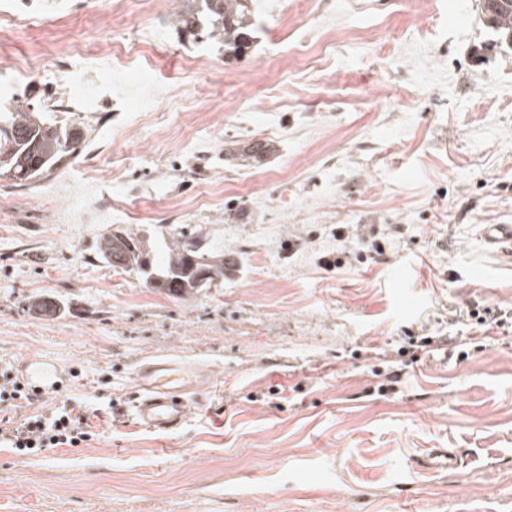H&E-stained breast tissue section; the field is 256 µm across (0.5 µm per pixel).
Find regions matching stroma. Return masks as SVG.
I'll list each match as a JSON object with an SVG mask.
<instances>
[{"mask_svg": "<svg viewBox=\"0 0 512 512\" xmlns=\"http://www.w3.org/2000/svg\"><path fill=\"white\" fill-rule=\"evenodd\" d=\"M70 3L72 42L144 54L176 90L139 119L135 84L54 113L81 152L29 187L0 178V366H65L43 410L82 403L96 434L0 447V512H512V329L477 339L468 318L512 305V256L484 239L512 224V48L477 61L493 34L476 0H254L242 56L176 33L181 0L152 19ZM98 9L121 24L87 27ZM56 35L47 16L0 34L29 70L0 68L1 106L44 107ZM252 139L274 146L261 165L225 155ZM158 225L202 229L233 267L176 299L101 260L110 228ZM412 327L447 353L377 395L366 351L395 358ZM160 357L215 381L170 435L132 419L135 369ZM448 448L463 465L427 468Z\"/></svg>", "mask_w": 512, "mask_h": 512, "instance_id": "1", "label": "stroma"}]
</instances>
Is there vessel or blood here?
I'll return each mask as SVG.
<instances>
[{
	"instance_id": "b4317fda",
	"label": "vessel or blood",
	"mask_w": 512,
	"mask_h": 512,
	"mask_svg": "<svg viewBox=\"0 0 512 512\" xmlns=\"http://www.w3.org/2000/svg\"><path fill=\"white\" fill-rule=\"evenodd\" d=\"M497 250L512 251V225H494L485 237ZM21 380L44 392L55 390L61 366L40 356H31L19 364ZM136 382L141 391L133 407L136 424L156 434L166 435L186 422L191 405L200 395L201 374L193 366L170 360H156L138 366Z\"/></svg>"
}]
</instances>
